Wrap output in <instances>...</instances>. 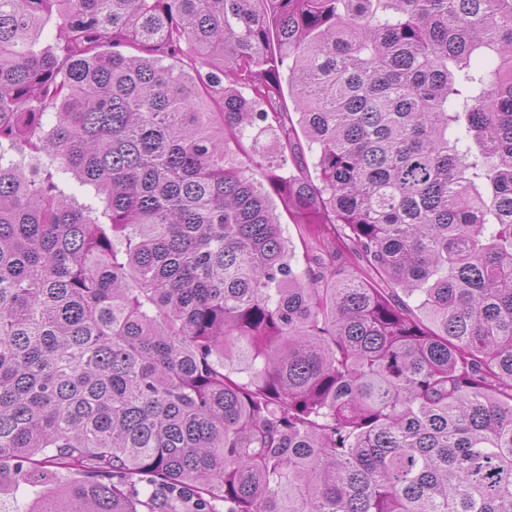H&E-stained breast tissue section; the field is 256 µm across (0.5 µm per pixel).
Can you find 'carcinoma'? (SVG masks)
I'll use <instances>...</instances> for the list:
<instances>
[{"label": "carcinoma", "instance_id": "cac0c4a2", "mask_svg": "<svg viewBox=\"0 0 512 512\" xmlns=\"http://www.w3.org/2000/svg\"><path fill=\"white\" fill-rule=\"evenodd\" d=\"M4 485L512 512V0H0ZM275 204L277 206V212L280 214L283 234L290 240V248L294 253L293 262L302 266L305 261L306 250L297 236L295 221L287 213L284 204L278 198H275Z\"/></svg>", "mask_w": 512, "mask_h": 512}]
</instances>
